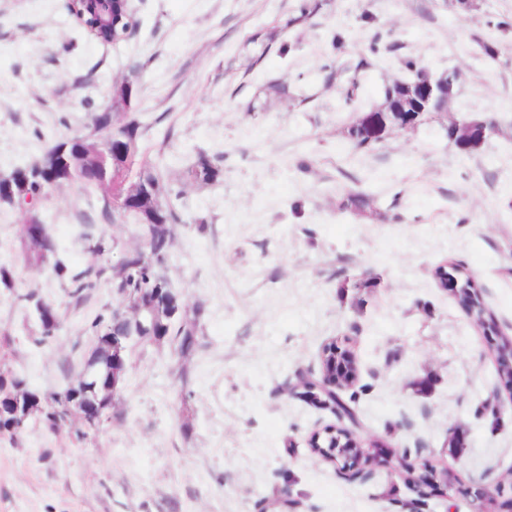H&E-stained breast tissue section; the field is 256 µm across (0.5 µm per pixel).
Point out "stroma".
Here are the masks:
<instances>
[{
  "instance_id": "35a3bbf8",
  "label": "stroma",
  "mask_w": 512,
  "mask_h": 512,
  "mask_svg": "<svg viewBox=\"0 0 512 512\" xmlns=\"http://www.w3.org/2000/svg\"><path fill=\"white\" fill-rule=\"evenodd\" d=\"M319 2L264 49L251 36L297 0H133L134 32L109 45L82 37L64 0H0V173L56 136L88 133L114 83L135 77L141 145L181 191L166 275L202 308L204 332L182 357L165 343L136 350L95 436L33 421L1 444L0 512H256L286 485L298 512H406L412 494L389 467L350 482L312 454L309 434L338 419L285 392L300 373L319 375L323 347L346 337L360 363L349 390L358 433L378 441L377 456L405 448L467 485L512 471V397L486 338L434 276L461 263L512 337V37L493 59L477 43L512 22V0ZM414 66L456 72L447 114L353 149L349 129ZM271 80L286 94H263ZM463 117L497 125L468 154L446 131ZM202 152L223 168L203 187L183 179ZM350 191L370 209L343 211ZM102 197L70 183L38 205L72 267L112 265L139 241L136 219L102 218ZM26 219L0 207V265L16 286L0 287V336L13 339L11 369L46 393L73 379L113 294L103 283L74 304L66 280L29 263ZM89 220L108 247L97 258L79 238ZM342 270L380 281L344 288ZM28 288L58 312L45 345L15 298ZM461 425L464 446L449 447Z\"/></svg>"
}]
</instances>
